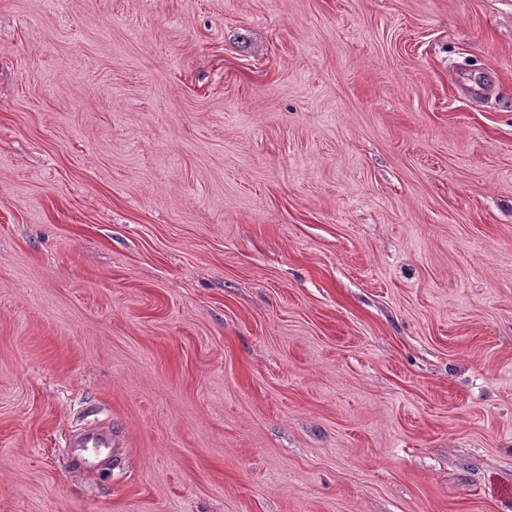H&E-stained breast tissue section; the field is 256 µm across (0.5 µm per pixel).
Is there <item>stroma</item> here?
I'll use <instances>...</instances> for the list:
<instances>
[{
    "instance_id": "obj_1",
    "label": "stroma",
    "mask_w": 512,
    "mask_h": 512,
    "mask_svg": "<svg viewBox=\"0 0 512 512\" xmlns=\"http://www.w3.org/2000/svg\"><path fill=\"white\" fill-rule=\"evenodd\" d=\"M0 512H512V0H0ZM107 436L101 431L92 432L78 448H81L84 467L88 471H93L97 467V461L109 449Z\"/></svg>"
}]
</instances>
